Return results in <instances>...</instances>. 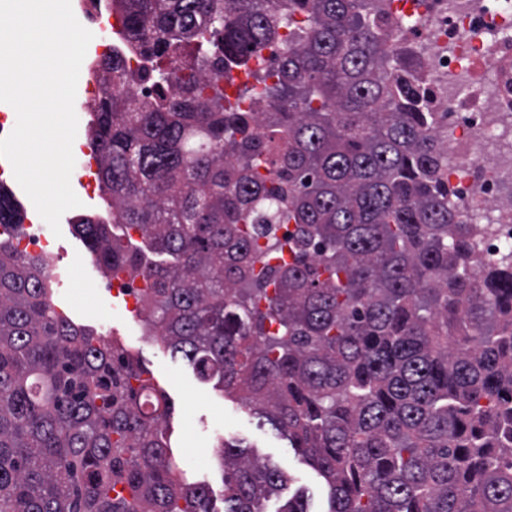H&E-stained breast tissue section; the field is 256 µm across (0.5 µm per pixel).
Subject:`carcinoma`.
I'll return each mask as SVG.
<instances>
[{
  "mask_svg": "<svg viewBox=\"0 0 512 512\" xmlns=\"http://www.w3.org/2000/svg\"><path fill=\"white\" fill-rule=\"evenodd\" d=\"M386 2L112 0L88 128L112 223L74 229L112 273L144 268L152 335L288 437L328 512H512V241L450 185L434 89L395 33L412 17ZM273 40L226 104L224 68ZM274 224L295 225L286 255L260 243ZM0 225H22L1 184ZM50 266L0 240V512H212L165 399L141 415L149 380L59 313ZM214 454L223 512L290 481Z\"/></svg>",
  "mask_w": 512,
  "mask_h": 512,
  "instance_id": "1",
  "label": "carcinoma"
}]
</instances>
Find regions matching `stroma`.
<instances>
[{
    "mask_svg": "<svg viewBox=\"0 0 512 512\" xmlns=\"http://www.w3.org/2000/svg\"><path fill=\"white\" fill-rule=\"evenodd\" d=\"M70 183L82 205L65 213L62 235L50 240L56 265L69 269L70 285L56 288L55 301L78 326L96 334H109L147 370L156 394L169 407L168 434L173 455L191 483H205L213 491L215 505H222L224 485L214 448L225 440L252 450L262 460L284 468L292 486L308 495L310 512H323L326 491L322 478L302 460L288 439L257 418L213 384L201 381L189 363L171 355L147 330L145 315L127 310L123 299L110 294L111 273L95 261L85 242L73 231L84 215L108 208L106 196L87 197L79 172Z\"/></svg>",
    "mask_w": 512,
    "mask_h": 512,
    "instance_id": "1",
    "label": "stroma"
}]
</instances>
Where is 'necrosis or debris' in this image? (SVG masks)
Masks as SVG:
<instances>
[{
	"label": "necrosis or debris",
	"instance_id": "obj_1",
	"mask_svg": "<svg viewBox=\"0 0 512 512\" xmlns=\"http://www.w3.org/2000/svg\"><path fill=\"white\" fill-rule=\"evenodd\" d=\"M414 15L400 31L415 44L447 112L449 172L469 210L499 211L501 237L512 236V207L500 198L512 159V0H402Z\"/></svg>",
	"mask_w": 512,
	"mask_h": 512
}]
</instances>
